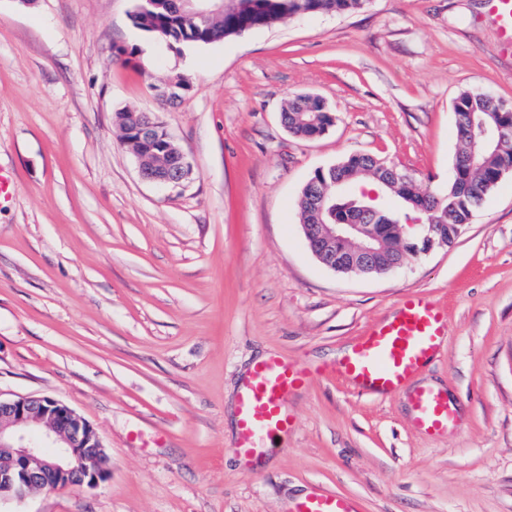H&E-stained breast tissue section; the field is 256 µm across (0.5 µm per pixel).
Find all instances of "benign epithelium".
<instances>
[{
    "label": "benign epithelium",
    "mask_w": 512,
    "mask_h": 512,
    "mask_svg": "<svg viewBox=\"0 0 512 512\" xmlns=\"http://www.w3.org/2000/svg\"><path fill=\"white\" fill-rule=\"evenodd\" d=\"M211 0H168L170 12L205 20ZM161 121L145 112H132L128 133L133 143L160 150L159 162L138 158L142 177L161 187L176 188L193 175V167L169 131L158 134ZM470 126L485 147L498 144L504 127L493 117H471ZM164 144L154 148L158 139ZM350 214L334 224H304L302 230L312 255L326 268L345 274L381 276L401 268L409 255L427 254L448 245V225L415 224L408 242L406 225L395 224L400 238L384 232L382 224H361L360 212L375 208L351 203ZM110 473L104 446L87 421L63 402L47 396L0 399V499L23 498L40 489L71 485L95 486Z\"/></svg>",
    "instance_id": "benign-epithelium-1"
}]
</instances>
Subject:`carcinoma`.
<instances>
[{
    "instance_id": "carcinoma-1",
    "label": "carcinoma",
    "mask_w": 512,
    "mask_h": 512,
    "mask_svg": "<svg viewBox=\"0 0 512 512\" xmlns=\"http://www.w3.org/2000/svg\"><path fill=\"white\" fill-rule=\"evenodd\" d=\"M369 0H239V12L227 10L212 15L206 22L186 17H174L169 13L167 0H135L131 14L133 26L168 46L180 44H209L214 41L241 35L251 29L272 25L291 18L302 11L318 9L327 14H341L362 10ZM454 112L460 148L455 165L459 168L457 181L436 190L440 199L439 210L425 216L433 224L448 225V239L454 240L457 230L468 223L473 211L496 187L503 174L512 168V103L497 98H487L482 92L462 91L455 99ZM485 112L501 115L509 133L507 140L495 153L486 154L480 167L471 170L465 164L469 151L471 131L470 116ZM281 122L296 131L300 138L316 140L322 137L334 123V113L318 96L296 95L288 100L281 112ZM387 162L370 154H355L334 164L336 174L344 176L352 186L363 178L376 181L384 190L394 193L402 207L414 209L406 196V189L391 187L383 179ZM324 197L321 214L310 208L309 192ZM358 198L351 193H336L328 171L314 172L304 184L298 210L302 224H332L336 211Z\"/></svg>"
}]
</instances>
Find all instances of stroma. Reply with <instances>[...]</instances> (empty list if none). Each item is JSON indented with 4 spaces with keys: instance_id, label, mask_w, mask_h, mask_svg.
<instances>
[{
    "instance_id": "1",
    "label": "stroma",
    "mask_w": 512,
    "mask_h": 512,
    "mask_svg": "<svg viewBox=\"0 0 512 512\" xmlns=\"http://www.w3.org/2000/svg\"><path fill=\"white\" fill-rule=\"evenodd\" d=\"M134 0H0V396L61 400L98 432L111 473L0 512H294L313 493L360 512H512V172L451 245L374 278L307 247L297 211L315 169L371 154L423 189L447 185L466 89L512 102V54L486 0H370L202 46L137 30ZM135 56H127L129 48ZM182 73L180 100L153 88ZM336 115L291 135L288 97ZM156 114L194 166L144 180L120 110ZM448 316L412 387L447 391L448 432L418 430L403 395L314 378L259 464L233 451L254 361L335 365L400 300ZM298 112H317L318 123L301 125L296 122ZM281 122L288 129H294L300 138L316 140L322 137L334 123V113L327 103L318 96L296 95L288 100L281 112Z\"/></svg>"
}]
</instances>
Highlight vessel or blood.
<instances>
[{
  "mask_svg": "<svg viewBox=\"0 0 512 512\" xmlns=\"http://www.w3.org/2000/svg\"><path fill=\"white\" fill-rule=\"evenodd\" d=\"M487 2L504 49L512 51V0ZM446 332L442 307L426 295H409L392 318L373 325L359 338L336 371L359 391L381 396L399 393L436 356ZM314 376V371L277 357L253 365L238 395L235 450L239 455L251 459L270 451L292 425L286 409L289 395ZM410 402L416 426L428 434L444 433L457 422L456 407L446 392L419 387L412 390ZM296 512H357V507L347 498L313 494Z\"/></svg>",
  "mask_w": 512,
  "mask_h": 512,
  "instance_id": "b4317fda",
  "label": "vessel or blood"
}]
</instances>
